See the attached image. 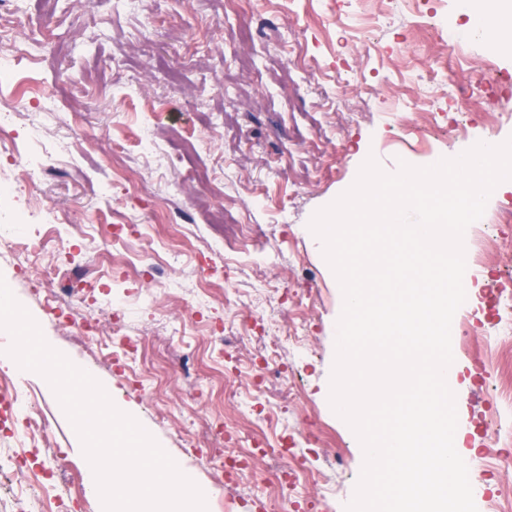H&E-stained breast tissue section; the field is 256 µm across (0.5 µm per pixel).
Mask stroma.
<instances>
[{
  "mask_svg": "<svg viewBox=\"0 0 512 512\" xmlns=\"http://www.w3.org/2000/svg\"><path fill=\"white\" fill-rule=\"evenodd\" d=\"M14 7L15 22L0 29V42L48 47L9 93L23 105L19 148L48 154L44 203L70 211L74 223L24 225V237L47 247L26 256L0 250V276L48 343L149 427L203 491L207 512H265L276 493L265 460L219 482L196 447L220 425L231 431L232 447L247 446L260 407L273 413L278 440H294L295 461L314 473L279 495L277 512H345L363 451L328 404L342 292L314 248L309 221L354 183L367 156L388 167L401 160L422 167L511 138L512 45L465 35L467 19L452 8L441 19L456 32L457 49L445 54L410 13L386 11L383 0H347L344 20L362 28L359 36L337 30L336 0H242L230 21L224 0H147L139 14L111 0H15ZM370 38L381 52L368 51ZM306 59L313 68L288 72L289 63ZM492 63L500 80L481 82ZM340 71L349 81L339 88ZM131 73L138 87L128 85ZM34 84L57 91L58 112L46 117L28 107ZM459 85L472 86L473 107L464 128L450 133L448 90ZM40 122L48 136L37 144L24 139ZM153 122L157 139L146 157L137 142ZM202 197L211 207L193 223H164L161 204ZM510 203L512 192L492 193L485 224L464 233L466 245L481 242L483 263L468 267L479 291L452 320L455 330L477 335V351H452L466 378L457 415L476 432L475 468L493 475L490 487L473 494L477 512L512 500V481L495 475L496 442L482 434L496 412L512 432V321L499 319L489 302L498 270L512 266V223L485 228ZM134 216L139 236L116 240L105 232ZM206 243L217 246L208 266L194 255ZM72 245L84 268L79 313L104 326L107 299L125 303V333L115 341L63 327L32 286L55 248ZM158 254V279L141 278ZM202 290L209 300L199 308ZM306 321L303 358L286 347L262 362L266 344ZM0 381L34 395L49 418L45 447L23 431L0 429V460L27 452L68 512H99L59 472L62 456L83 473L90 465L47 381L2 368ZM311 421L329 447L304 440Z\"/></svg>",
  "mask_w": 512,
  "mask_h": 512,
  "instance_id": "stroma-1",
  "label": "stroma"
}]
</instances>
